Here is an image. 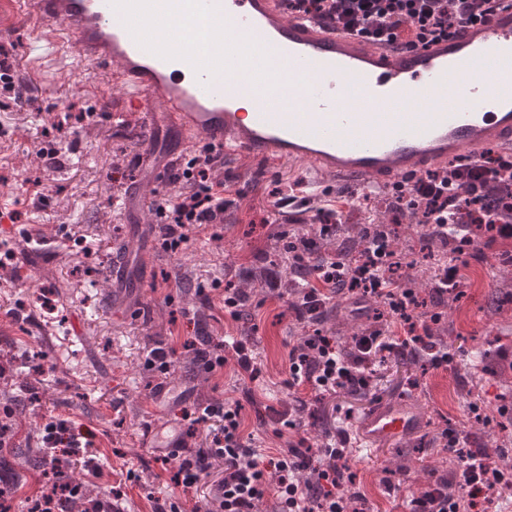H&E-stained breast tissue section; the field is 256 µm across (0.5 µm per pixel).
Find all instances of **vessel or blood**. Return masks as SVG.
Returning <instances> with one entry per match:
<instances>
[{
  "label": "vessel or blood",
  "instance_id": "1",
  "mask_svg": "<svg viewBox=\"0 0 512 512\" xmlns=\"http://www.w3.org/2000/svg\"><path fill=\"white\" fill-rule=\"evenodd\" d=\"M3 11L32 26L38 59L70 52L84 75L119 80L144 127L163 118L180 143L303 165L315 194L321 174L357 192L512 147V0L416 50L288 16L280 0H0ZM423 424L410 403H383L360 437L399 442Z\"/></svg>",
  "mask_w": 512,
  "mask_h": 512
}]
</instances>
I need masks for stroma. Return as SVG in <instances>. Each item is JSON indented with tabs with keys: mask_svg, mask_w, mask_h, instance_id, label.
<instances>
[{
	"mask_svg": "<svg viewBox=\"0 0 512 512\" xmlns=\"http://www.w3.org/2000/svg\"><path fill=\"white\" fill-rule=\"evenodd\" d=\"M1 45L11 56L10 81L0 83V173L8 176L0 182V209L19 213L20 220L0 226L17 253L11 287L0 286V356L18 358L21 372L37 378L40 387L35 396L18 394L12 443L0 450V487L7 490L9 512H28L46 481L42 467L26 462L25 455L42 447L51 420L89 433L85 457L98 464L99 475L89 478L79 463L70 475L92 480L100 491L120 488L125 512H154L168 499L179 512H215L222 462H214L210 477L188 491L173 489L181 458L207 445L205 428L189 433L183 411L238 401L244 436L253 447L284 453L298 437L278 430L274 418L290 401L284 385L288 350L303 341L306 329L289 314L287 298H268L258 288L249 289L243 315L230 319L222 311V285L240 284L250 267L283 260L287 237L308 233L310 213H278L271 205L277 185L299 178L301 169L274 158L225 154L213 176L223 181L232 204L216 227L218 239L200 233L185 251L165 252L159 225L147 216L129 223L114 200L149 182L137 155L151 146L166 149L172 138L148 137L135 112L113 124L101 103L120 106L124 88L97 84L72 55L32 63L31 35L22 26L0 22ZM43 151L52 160L40 159ZM119 151L124 163L116 170L112 158ZM310 206L342 210L360 224L383 221L329 175ZM119 258L126 259L131 278L145 285L132 319L119 312L112 291V265ZM186 272L193 279L188 292L181 286ZM465 274V296L454 306H437L441 346L454 357L448 370L392 357L376 366L366 390L308 402L303 435L315 449L325 433H354L381 403L404 397L424 413V429L397 444L364 450L347 443L344 462L352 479L343 488L364 495V512H406L413 494L450 478L452 466L441 451L448 425L468 430L481 446L497 437L500 425L512 429V417L499 413L500 407L512 408V393L480 359L484 349L512 348V298L499 290L503 279H512V241L471 260ZM38 287L50 291L54 314L33 307L15 319L21 298ZM375 326L344 304L331 309L324 324L341 349L349 336ZM225 336L251 343L262 373L249 386L238 381L233 365L210 373L195 359L201 342ZM161 345L177 351L176 366L166 375L146 365L150 350ZM474 402L486 421L472 415ZM158 431L178 443L175 455L150 447L148 437Z\"/></svg>",
	"mask_w": 512,
	"mask_h": 512,
	"instance_id": "stroma-1",
	"label": "stroma"
}]
</instances>
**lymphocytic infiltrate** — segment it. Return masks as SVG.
I'll return each instance as SVG.
<instances>
[{"label":"lymphocytic infiltrate","mask_w":512,"mask_h":512,"mask_svg":"<svg viewBox=\"0 0 512 512\" xmlns=\"http://www.w3.org/2000/svg\"><path fill=\"white\" fill-rule=\"evenodd\" d=\"M499 0H284L289 15H308L336 25L378 45L422 48L455 35L461 25L486 22ZM223 157L209 147L194 151L177 176L178 188L162 198L156 215L162 224L163 246L178 253L188 248L191 234L223 223L228 203L212 173ZM393 210L387 224L366 225L361 248L345 260L314 256L308 240L291 242L286 261L273 266L266 290L278 297L280 280L294 271L303 278L289 304L298 321L314 331L288 351L287 385L326 396L337 390L367 388L375 364L388 355L425 360L434 369L453 362L434 340L440 313L429 310L415 289L397 276L406 258L395 239L400 217L420 214L423 249L448 252L433 280V298L462 297L464 269L470 259L483 256L486 242L512 240V151L481 153L478 158L439 168L410 184L393 187ZM344 299L354 313H375L387 320L386 330L356 334L351 353L333 345L321 329L330 304ZM211 372L234 362L241 379L256 380L261 369L245 341L228 338L197 352ZM220 418L210 445L181 460L172 483L187 489L208 473L214 460L224 463L218 483L217 512H259L266 498H274L276 512H351L350 500L338 492L340 461L345 456V432L326 435L318 453L297 445L287 454L263 461L242 432L241 406L225 402L204 408L193 425ZM443 450L452 464L451 481L439 480L411 497L409 512H474L478 501L497 504V491L512 487V466L492 462L469 434L451 425L442 433Z\"/></svg>","instance_id":"1"}]
</instances>
